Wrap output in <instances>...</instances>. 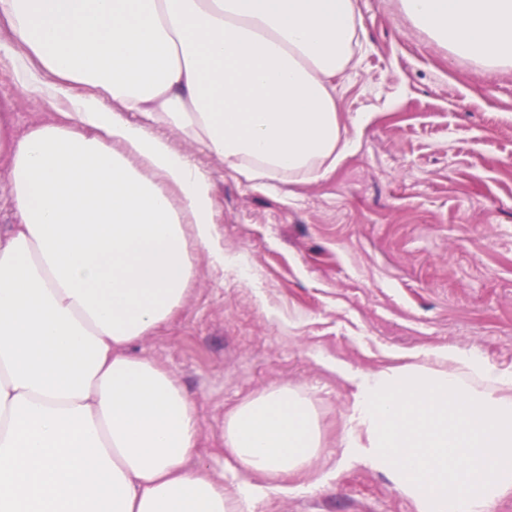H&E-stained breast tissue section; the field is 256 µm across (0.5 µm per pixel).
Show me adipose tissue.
Returning a JSON list of instances; mask_svg holds the SVG:
<instances>
[{
  "mask_svg": "<svg viewBox=\"0 0 512 512\" xmlns=\"http://www.w3.org/2000/svg\"><path fill=\"white\" fill-rule=\"evenodd\" d=\"M401 5L452 56L512 66V0ZM357 32L356 0H0V60L64 115L21 133L0 103L16 218L0 229V512H249L357 466L416 512L512 493V372L475 352L331 363L353 388L337 458L284 385L230 410L199 462L192 399L130 351L183 306L192 248L239 264L212 181L159 128L249 180L325 177L368 119L336 105Z\"/></svg>",
  "mask_w": 512,
  "mask_h": 512,
  "instance_id": "adipose-tissue-1",
  "label": "adipose tissue"
}]
</instances>
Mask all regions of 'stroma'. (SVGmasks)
Returning a JSON list of instances; mask_svg holds the SVG:
<instances>
[{"label":"stroma","mask_w":512,"mask_h":512,"mask_svg":"<svg viewBox=\"0 0 512 512\" xmlns=\"http://www.w3.org/2000/svg\"><path fill=\"white\" fill-rule=\"evenodd\" d=\"M360 49L336 84L342 112H368L334 172L269 189L162 134L207 174L225 248L251 273L194 255L191 294L135 347L190 394L200 448L224 416L286 385L312 398L324 457L339 454L351 390L324 362L365 369L457 345L512 370V68L450 58L400 0H357ZM0 102L17 131L57 117L0 61ZM253 512H415L385 473L356 467L332 486L256 502Z\"/></svg>","instance_id":"35a3bbf8"}]
</instances>
